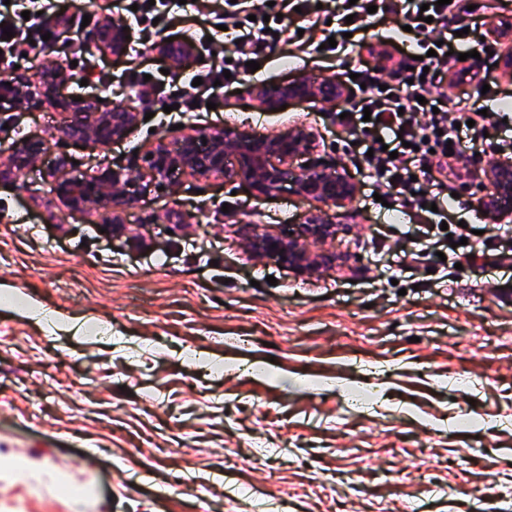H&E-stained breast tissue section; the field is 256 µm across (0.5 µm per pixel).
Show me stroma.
Wrapping results in <instances>:
<instances>
[{"mask_svg": "<svg viewBox=\"0 0 512 512\" xmlns=\"http://www.w3.org/2000/svg\"><path fill=\"white\" fill-rule=\"evenodd\" d=\"M478 2L459 19L474 50L512 16V0ZM93 60L91 92L118 101L170 66L147 41L137 59ZM376 65L357 48L325 60L281 43L248 80L328 75L351 91L352 73ZM447 94L512 138V76L492 56ZM347 106L267 112L232 87L208 111L142 100L145 121L108 148L59 141L50 107L0 114V163L22 135L50 145L0 183V283L55 316L0 304V512H512V268H456L461 248L376 202L375 171L343 149ZM302 123L317 148L296 166L334 165L357 188L328 244L340 267L311 276L249 246L311 211L288 188L257 198L185 176L147 192L116 237L50 193L61 154L89 173L134 165L182 125ZM461 221L469 246L498 247V225L449 203V225Z\"/></svg>", "mask_w": 512, "mask_h": 512, "instance_id": "obj_1", "label": "stroma"}]
</instances>
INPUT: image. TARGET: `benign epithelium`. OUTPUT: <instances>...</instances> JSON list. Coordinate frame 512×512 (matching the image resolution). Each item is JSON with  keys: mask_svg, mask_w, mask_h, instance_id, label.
I'll return each mask as SVG.
<instances>
[{"mask_svg": "<svg viewBox=\"0 0 512 512\" xmlns=\"http://www.w3.org/2000/svg\"><path fill=\"white\" fill-rule=\"evenodd\" d=\"M130 30L120 20H106L88 33V41L100 52L123 56L130 40ZM157 49L170 61L181 64L193 55L188 45L172 41L158 43ZM80 80L69 69L44 70L32 81L13 71H0V111L19 105L39 108L53 105L67 112L68 120L59 129L58 139L80 143L93 137L101 146H109L126 138L138 124L140 112L135 98L116 107L109 98L63 97L60 89ZM245 93L268 111H276L295 99H314L332 104L344 94L342 84L334 76H326L311 84L302 79L293 82L248 84ZM48 141L35 134L17 139L7 162L0 166V181H7L24 171L32 162L48 152ZM315 150V136L303 125L290 126L276 134L255 138L239 127L191 128L183 133L173 148L158 140L143 152L146 173L134 176L123 167H106L93 175L53 172L51 193L71 211H104L105 228L114 236L123 234V214L135 205L148 187L157 188L177 175L194 178L222 177L228 184L240 183L257 197L271 196L285 187L315 203L306 220L292 234L260 235L256 239L258 257L273 256L294 273L310 276L322 268L336 266V253L305 250L303 243H323L336 238L338 225L329 210L353 201L355 186L336 169L312 165L299 172L293 161ZM153 158H148V155ZM483 191L476 202L493 224L512 219V209L503 210L499 198L512 200V161H501L477 175Z\"/></svg>", "mask_w": 512, "mask_h": 512, "instance_id": "1", "label": "benign epithelium"}]
</instances>
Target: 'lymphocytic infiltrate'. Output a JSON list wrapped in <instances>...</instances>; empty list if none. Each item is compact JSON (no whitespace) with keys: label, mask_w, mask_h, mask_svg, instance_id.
Listing matches in <instances>:
<instances>
[{"label":"lymphocytic infiltrate","mask_w":512,"mask_h":512,"mask_svg":"<svg viewBox=\"0 0 512 512\" xmlns=\"http://www.w3.org/2000/svg\"><path fill=\"white\" fill-rule=\"evenodd\" d=\"M29 18L16 22L0 14V34L12 30L10 39L0 37V63L12 65L23 52H37L44 45L43 37L54 27H72L73 20L57 10L55 0H16ZM469 0H451L436 6L435 0H340L339 15L344 22L335 29V46L323 49V56L335 58L353 46V33L367 27L372 14L368 6H376L377 15L402 13L406 25L417 33V45L425 57L415 60L395 57L382 50L377 57L383 66L365 72L364 88L349 112L347 124L358 145L372 149L378 167L377 184L394 192V200L405 211L416 213L430 228H439L447 220L442 194L444 178L457 174L460 152H448V143H459L455 124L448 121L447 88L458 74L459 59L448 54L442 42L453 33L455 19L466 12ZM428 12L429 21H421V12ZM275 7L266 0H227L223 25L233 30L238 40L230 54L227 69L204 64L201 85L188 92L179 72H171L165 105H178L190 111L192 104L217 102L223 87L231 78L249 74V62L262 61L277 42L296 43V34L288 33L283 21L275 16ZM371 121H364V114ZM436 177L432 190L418 194L415 181L420 177Z\"/></svg>","instance_id":"lymphocytic-infiltrate-1"}]
</instances>
